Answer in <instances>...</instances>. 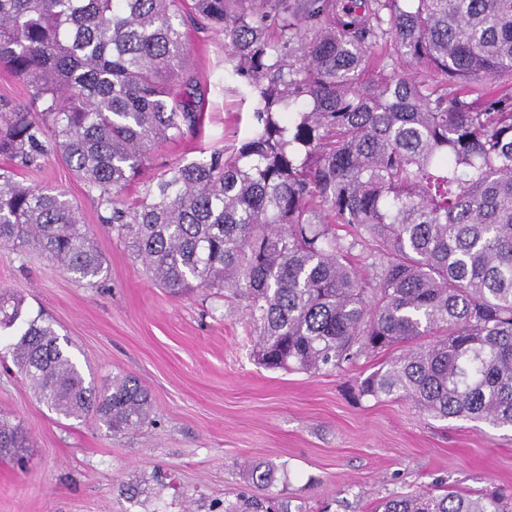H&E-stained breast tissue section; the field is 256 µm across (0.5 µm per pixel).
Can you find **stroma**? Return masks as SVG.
<instances>
[{
  "mask_svg": "<svg viewBox=\"0 0 512 512\" xmlns=\"http://www.w3.org/2000/svg\"><path fill=\"white\" fill-rule=\"evenodd\" d=\"M192 71L205 95L201 133L161 144L150 172L200 149L240 143L250 108L224 74V37L193 31ZM60 187L77 201L107 276L76 281L36 252L0 248V288L28 317L53 323L95 385L122 373L150 393L153 422L114 434L93 417L57 418L21 373L0 369V417L29 436L26 466L0 458V512H212L248 488L243 465L263 461L302 512H371L376 501L435 484L477 496L512 490V430L439 420L401 399L360 396L356 379L381 364L336 372L269 370L252 357L241 310L200 289L178 296L151 282L107 231L83 182L57 156L0 172Z\"/></svg>",
  "mask_w": 512,
  "mask_h": 512,
  "instance_id": "1",
  "label": "stroma"
}]
</instances>
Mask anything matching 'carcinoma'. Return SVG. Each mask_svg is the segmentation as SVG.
<instances>
[{
	"label": "carcinoma",
	"instance_id": "1",
	"mask_svg": "<svg viewBox=\"0 0 512 512\" xmlns=\"http://www.w3.org/2000/svg\"><path fill=\"white\" fill-rule=\"evenodd\" d=\"M189 23L224 33L249 133L146 178L125 206L155 148L202 126ZM0 67L27 88L0 99V154L25 169L59 156L154 282L239 304L258 364L329 372L396 350L361 395L512 428V0H0ZM0 245L79 282L105 272L65 191L2 174ZM23 307L0 289L8 354L39 402L111 432L150 421L135 378L85 384ZM27 447L0 419V454ZM247 472L261 494L224 512H292L272 465ZM373 512H512V493L446 487Z\"/></svg>",
	"mask_w": 512,
	"mask_h": 512
}]
</instances>
